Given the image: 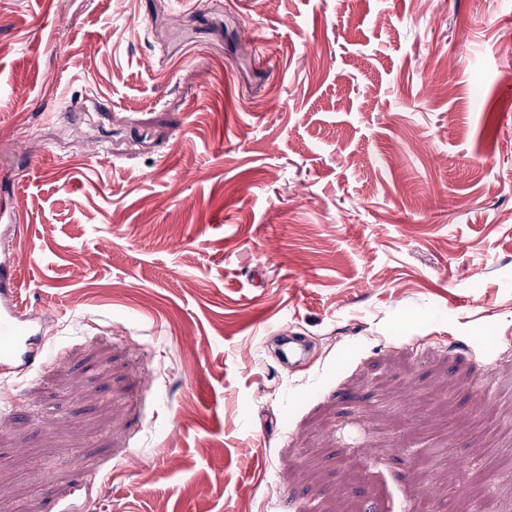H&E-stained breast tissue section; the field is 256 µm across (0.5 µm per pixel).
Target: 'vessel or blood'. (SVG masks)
Listing matches in <instances>:
<instances>
[{
    "instance_id": "vessel-or-blood-1",
    "label": "vessel or blood",
    "mask_w": 512,
    "mask_h": 512,
    "mask_svg": "<svg viewBox=\"0 0 512 512\" xmlns=\"http://www.w3.org/2000/svg\"><path fill=\"white\" fill-rule=\"evenodd\" d=\"M11 260L0 261V368L23 376L39 362L36 319L22 318Z\"/></svg>"
}]
</instances>
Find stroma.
<instances>
[{
  "instance_id": "stroma-1",
  "label": "stroma",
  "mask_w": 512,
  "mask_h": 512,
  "mask_svg": "<svg viewBox=\"0 0 512 512\" xmlns=\"http://www.w3.org/2000/svg\"><path fill=\"white\" fill-rule=\"evenodd\" d=\"M7 197L46 359L0 512H471L512 474V0H0Z\"/></svg>"
}]
</instances>
